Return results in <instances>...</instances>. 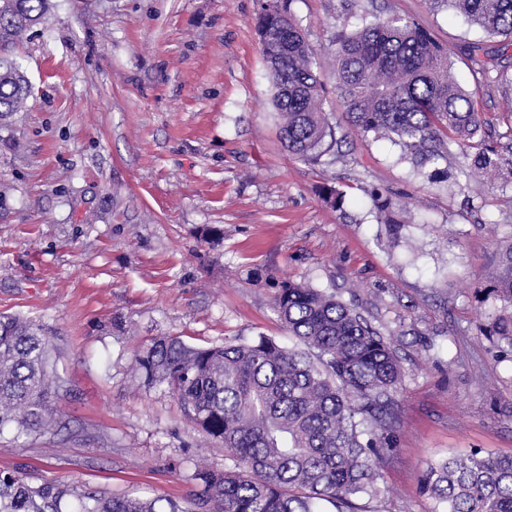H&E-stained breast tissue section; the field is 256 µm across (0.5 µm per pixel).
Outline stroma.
<instances>
[{"label": "stroma", "instance_id": "stroma-1", "mask_svg": "<svg viewBox=\"0 0 512 512\" xmlns=\"http://www.w3.org/2000/svg\"><path fill=\"white\" fill-rule=\"evenodd\" d=\"M314 50L337 146L290 156L278 133L256 29L257 0H53L15 49L32 94L0 120V313L42 324L66 383L65 428L0 434V470L109 496L201 494L220 442L137 349L161 336L195 346L288 336L285 281L332 289L402 328V424L362 512H432L426 464L474 450L512 453V354L477 330L478 305L512 239V188L464 176L458 157L414 169L362 138L336 92L333 39L366 15H400L451 54L498 139L508 83H477L469 49L512 65L499 39L429 0H287ZM346 195L343 210L324 196ZM395 202L406 237L387 248L371 192Z\"/></svg>", "mask_w": 512, "mask_h": 512}]
</instances>
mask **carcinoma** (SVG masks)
<instances>
[{
	"instance_id": "obj_1",
	"label": "carcinoma",
	"mask_w": 512,
	"mask_h": 512,
	"mask_svg": "<svg viewBox=\"0 0 512 512\" xmlns=\"http://www.w3.org/2000/svg\"><path fill=\"white\" fill-rule=\"evenodd\" d=\"M463 13L484 34L512 45V0H430ZM50 0H0V120L26 108L30 86L14 50L42 25ZM257 31L268 62L271 104L289 154L318 161L334 136L312 49L298 23L276 3L260 9ZM336 91L363 138L388 139L415 167L467 159L466 175L512 173V146L483 135L486 121L456 80L450 53L416 23L376 17L334 40ZM472 43L470 70L487 77L490 61ZM383 238L394 244L403 225L384 198L376 203ZM486 294L500 303L482 313L481 332L512 352V242L499 256ZM288 335L207 347L162 336L140 350L148 385L165 384L188 419L224 444L229 464L198 470L201 496L182 507L155 497H106L58 480L34 482L0 471V512H357L374 499L384 455L401 424L397 394L405 368L391 337L336 293L283 282L275 302ZM37 321L0 314V432L42 435L62 424L67 395ZM421 489L434 512H512V455L447 457L427 464Z\"/></svg>"
}]
</instances>
